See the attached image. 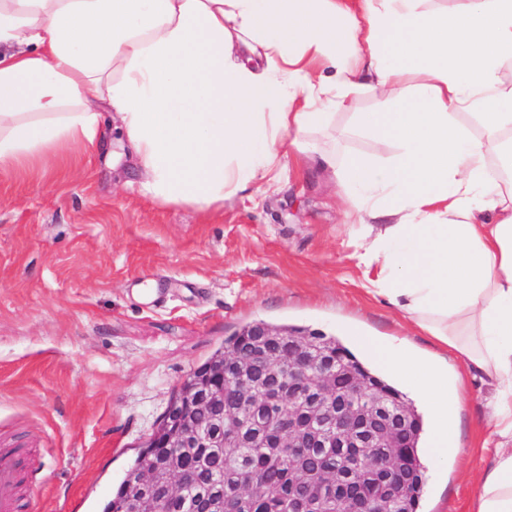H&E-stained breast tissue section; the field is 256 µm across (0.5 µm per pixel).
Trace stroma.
I'll return each instance as SVG.
<instances>
[{
    "instance_id": "1",
    "label": "stroma",
    "mask_w": 512,
    "mask_h": 512,
    "mask_svg": "<svg viewBox=\"0 0 512 512\" xmlns=\"http://www.w3.org/2000/svg\"><path fill=\"white\" fill-rule=\"evenodd\" d=\"M358 96L318 142L380 162L398 150L357 129ZM280 180L223 207L160 206L112 145L0 170V448L33 453L20 512H102L180 381L242 326L305 327L352 345L394 336L420 357L447 352L369 298L325 172L289 153ZM154 291L153 299L142 296ZM487 388L470 382L448 458L426 474L418 512H473L472 450Z\"/></svg>"
}]
</instances>
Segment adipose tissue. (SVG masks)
I'll return each instance as SVG.
<instances>
[{
	"mask_svg": "<svg viewBox=\"0 0 512 512\" xmlns=\"http://www.w3.org/2000/svg\"><path fill=\"white\" fill-rule=\"evenodd\" d=\"M512 0H0V169L94 144L103 112L142 196L223 206L363 92L387 163L325 158L365 291L484 382L475 512H512ZM474 119L469 135L461 117ZM365 355L422 398L431 461L460 394L448 371L378 336Z\"/></svg>",
	"mask_w": 512,
	"mask_h": 512,
	"instance_id": "1",
	"label": "adipose tissue"
}]
</instances>
